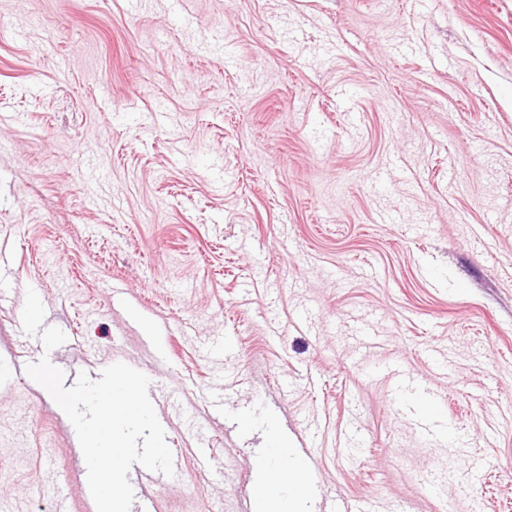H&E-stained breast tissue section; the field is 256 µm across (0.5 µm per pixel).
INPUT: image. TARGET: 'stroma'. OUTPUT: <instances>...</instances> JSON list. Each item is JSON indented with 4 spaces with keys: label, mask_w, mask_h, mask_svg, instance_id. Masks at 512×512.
Instances as JSON below:
<instances>
[{
    "label": "stroma",
    "mask_w": 512,
    "mask_h": 512,
    "mask_svg": "<svg viewBox=\"0 0 512 512\" xmlns=\"http://www.w3.org/2000/svg\"><path fill=\"white\" fill-rule=\"evenodd\" d=\"M44 358L149 378L155 512L273 432L309 512H512V0H0V497L96 512Z\"/></svg>",
    "instance_id": "1"
}]
</instances>
